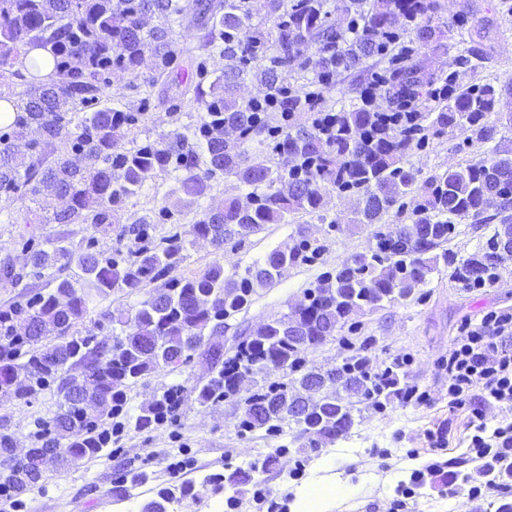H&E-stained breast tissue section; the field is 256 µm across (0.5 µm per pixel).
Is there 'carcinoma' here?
Here are the masks:
<instances>
[{
  "mask_svg": "<svg viewBox=\"0 0 512 512\" xmlns=\"http://www.w3.org/2000/svg\"><path fill=\"white\" fill-rule=\"evenodd\" d=\"M264 10L258 17L254 0H0V87L15 79L25 87L13 130L0 135V201L51 197L62 206L45 223L91 224L105 235L115 231L120 240L139 241L158 220L180 223L182 211L168 206L154 218L128 224L118 219L130 196L171 167L184 172V192L194 199L224 175L250 188L247 205L231 197L196 213L192 231L220 252L237 236L321 211L329 188L339 197L360 198L355 224H379L389 215L409 220L377 233L370 253L345 259L321 279L304 310L271 318L228 357L223 345L212 342L224 335V319L250 305L254 285L274 286L286 267L312 261L320 246L304 239L276 247L236 281L224 276L219 259L192 278L178 274L184 248L178 232L156 245L110 255L93 241L76 251L61 237L27 240L22 248L33 276L52 269L64 276L25 303L0 309V336L12 345L0 355V397L25 400L54 383L60 401L53 416L37 421L34 447L19 453L12 435L0 432V490L19 495L50 471L110 454L101 418L123 409L125 390L139 379L183 366L201 347L214 372L199 390L200 404L235 394L246 375L266 380L288 369L299 374L292 386L271 382L247 397L240 426L278 433L293 425L316 448L332 444L350 435L356 405L381 408L404 398V364L393 361L373 372L356 352L322 369L306 366L303 354L335 336L350 314L404 300L425 286L437 263L428 253L448 242L461 220L494 228L489 245L455 269L460 279L479 280L512 262V157L496 152L421 182L419 171L401 165L410 151L450 131L476 142H492L499 134L488 116L502 89L462 81L490 59L486 49L459 52L441 75L417 61L422 50L449 52L444 31L434 23L441 0H264ZM334 11L344 14L346 27L328 23ZM188 17L198 31L196 45L180 50L174 24ZM406 34L412 35L407 43ZM37 48L50 49L54 57V76L46 81L13 69L21 55ZM215 50L224 57V72L209 90L201 81L192 89L191 101L203 110L199 121L160 141L122 146V129L135 124V116L96 108L112 74H134L149 52L155 85L171 77L180 57ZM383 61L387 66L376 72L383 84L381 109L362 99L337 112L327 129L319 115L309 126L269 124L270 112L293 118L318 111L319 91L333 77L368 72ZM297 69L312 74L300 87L292 83ZM249 75L264 93L241 101L236 91ZM408 106L419 112L412 129L377 122L379 112ZM88 110L91 115L76 124L68 118ZM409 196L417 198L411 209ZM155 281L160 285L131 314L103 313L92 327L78 330L94 298L131 294ZM106 322L120 325V333H103ZM180 392L178 386L167 389L142 409L135 426L175 412ZM274 459L270 454L260 465L207 474L201 486L235 503L248 485L242 474L257 476ZM188 498H198L194 485L174 484L142 512H169Z\"/></svg>",
  "mask_w": 512,
  "mask_h": 512,
  "instance_id": "carcinoma-1",
  "label": "carcinoma"
}]
</instances>
